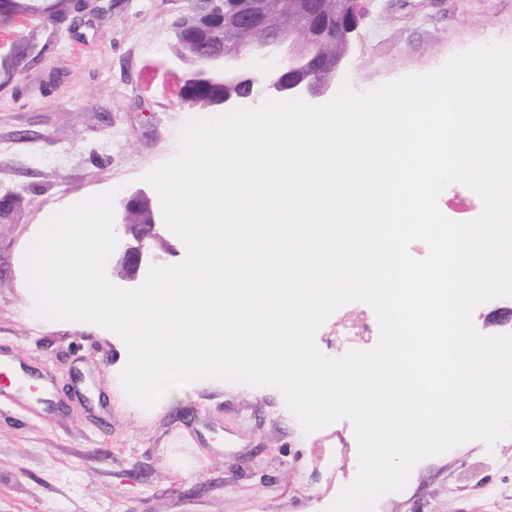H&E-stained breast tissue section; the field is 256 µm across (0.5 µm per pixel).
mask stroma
Wrapping results in <instances>:
<instances>
[{"mask_svg":"<svg viewBox=\"0 0 512 512\" xmlns=\"http://www.w3.org/2000/svg\"><path fill=\"white\" fill-rule=\"evenodd\" d=\"M184 0H98L51 22H0V60L39 44L0 84V356L50 381L47 397L0 396V512H327L359 470L350 420L305 432L282 393L203 379L153 410L120 382L123 341L97 325L31 311L22 257L73 202L118 189L172 159L198 110L182 104L172 53ZM512 43V0H367L332 87L357 92L442 67L477 45ZM441 212L470 221L460 183ZM374 311L352 302L316 333L328 357L378 341ZM374 512H512V437L462 443L418 462Z\"/></svg>","mask_w":512,"mask_h":512,"instance_id":"obj_1","label":"stroma"}]
</instances>
